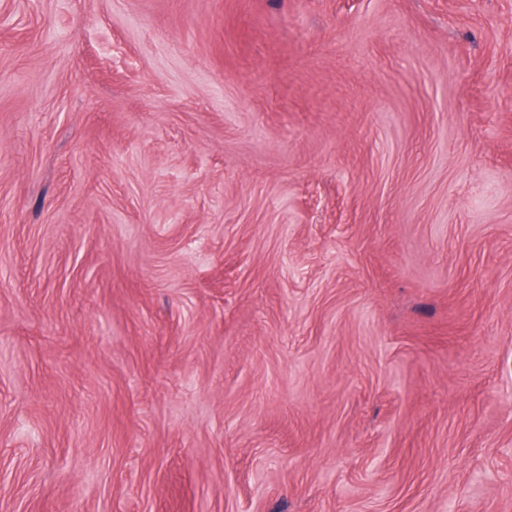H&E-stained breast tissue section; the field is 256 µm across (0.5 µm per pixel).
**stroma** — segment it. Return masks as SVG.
Masks as SVG:
<instances>
[{"label": "stroma", "mask_w": 512, "mask_h": 512, "mask_svg": "<svg viewBox=\"0 0 512 512\" xmlns=\"http://www.w3.org/2000/svg\"><path fill=\"white\" fill-rule=\"evenodd\" d=\"M0 512H512V0H0Z\"/></svg>", "instance_id": "obj_1"}]
</instances>
